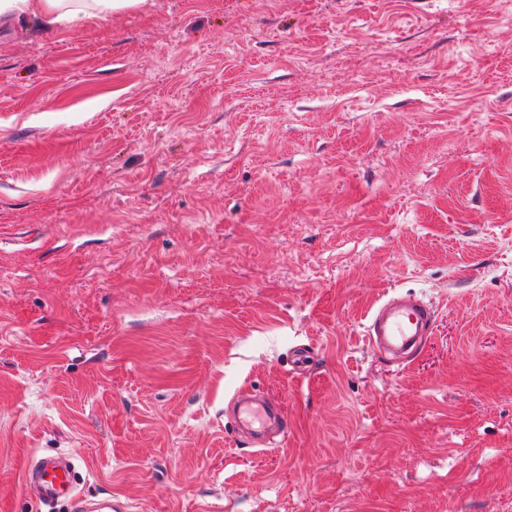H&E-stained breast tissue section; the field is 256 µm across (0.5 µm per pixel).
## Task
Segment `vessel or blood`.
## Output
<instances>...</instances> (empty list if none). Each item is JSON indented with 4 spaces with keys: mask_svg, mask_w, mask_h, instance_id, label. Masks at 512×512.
Segmentation results:
<instances>
[{
    "mask_svg": "<svg viewBox=\"0 0 512 512\" xmlns=\"http://www.w3.org/2000/svg\"><path fill=\"white\" fill-rule=\"evenodd\" d=\"M435 307L413 296H391L370 315L365 335L372 348L408 355L418 350L420 339L432 335ZM238 421L255 435H264L270 426L280 434L288 432V417L274 397L252 400L238 397ZM77 464L71 455L32 458L23 468V483L39 501L48 506L67 504L69 512H126L124 501L88 498L77 487Z\"/></svg>",
    "mask_w": 512,
    "mask_h": 512,
    "instance_id": "vessel-or-blood-1",
    "label": "vessel or blood"
}]
</instances>
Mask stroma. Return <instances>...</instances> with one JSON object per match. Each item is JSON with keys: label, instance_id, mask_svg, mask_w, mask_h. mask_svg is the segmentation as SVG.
Returning a JSON list of instances; mask_svg holds the SVG:
<instances>
[{"label": "stroma", "instance_id": "1", "mask_svg": "<svg viewBox=\"0 0 512 512\" xmlns=\"http://www.w3.org/2000/svg\"><path fill=\"white\" fill-rule=\"evenodd\" d=\"M57 453L128 512H512V0L0 24V512ZM435 316L431 303L410 295H393L373 311L364 326L368 344L392 354L415 353L420 338L432 335ZM246 395L242 393L238 396V422L257 436H263L270 425L274 424L282 437L279 442L281 443L288 435V417L281 402L273 396L251 400ZM279 443L274 445L262 443L256 446H262L259 450L263 451L278 446Z\"/></svg>", "mask_w": 512, "mask_h": 512}]
</instances>
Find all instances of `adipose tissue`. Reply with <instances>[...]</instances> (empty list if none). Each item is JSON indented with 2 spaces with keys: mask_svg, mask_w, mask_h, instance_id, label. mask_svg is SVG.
<instances>
[{
  "mask_svg": "<svg viewBox=\"0 0 512 512\" xmlns=\"http://www.w3.org/2000/svg\"><path fill=\"white\" fill-rule=\"evenodd\" d=\"M146 0H0V19L39 18L53 30L79 20H101L107 15L145 5Z\"/></svg>",
  "mask_w": 512,
  "mask_h": 512,
  "instance_id": "adipose-tissue-1",
  "label": "adipose tissue"
}]
</instances>
